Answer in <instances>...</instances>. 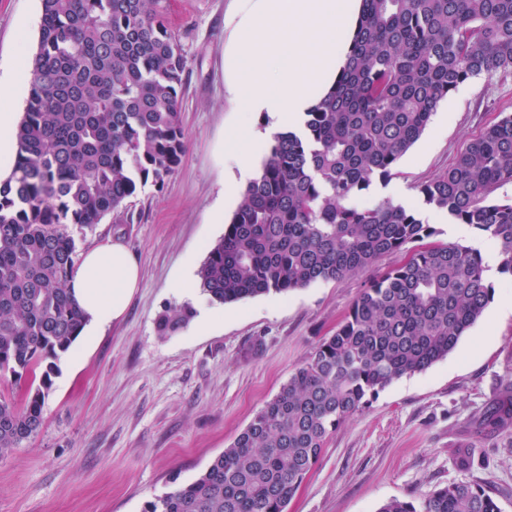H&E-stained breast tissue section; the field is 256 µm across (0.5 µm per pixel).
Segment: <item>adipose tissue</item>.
<instances>
[{
	"mask_svg": "<svg viewBox=\"0 0 512 512\" xmlns=\"http://www.w3.org/2000/svg\"><path fill=\"white\" fill-rule=\"evenodd\" d=\"M260 144V137L248 130L228 144L227 157L239 177L225 183V202L236 199L239 179L252 175ZM139 281V265L121 242L98 245L81 254L68 287L87 318L83 328L86 338H94L100 330L123 316Z\"/></svg>",
	"mask_w": 512,
	"mask_h": 512,
	"instance_id": "1",
	"label": "adipose tissue"
}]
</instances>
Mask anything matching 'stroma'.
Masks as SVG:
<instances>
[{"label": "stroma", "mask_w": 512, "mask_h": 512, "mask_svg": "<svg viewBox=\"0 0 512 512\" xmlns=\"http://www.w3.org/2000/svg\"><path fill=\"white\" fill-rule=\"evenodd\" d=\"M167 5L187 52L186 153L163 189L145 186L121 214L75 230L82 250L121 240L139 263L140 284L119 321L78 357L56 359L40 432L0 459V512H143L147 501L194 481L335 331L376 269L401 260L388 254L340 282L219 304L209 328L192 320L159 334L158 318L189 302L173 288L198 274L186 257L204 261L224 236L214 211H235L223 198L233 176L224 144L242 120L224 78L234 0ZM41 13V0H0V68L33 56ZM508 114L512 74L460 84L366 201L417 205L418 185ZM425 218L438 241L480 249L494 301L448 357L394 381L337 428L289 512H378L392 499L419 506L451 482L490 483L501 512H512V433L482 423L512 386V315L498 320L494 340L483 334L487 316L512 298V276L500 273L497 249L468 226L437 212ZM463 444L475 449L467 468L453 454Z\"/></svg>", "instance_id": "35a3bbf8"}]
</instances>
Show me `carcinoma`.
I'll return each mask as SVG.
<instances>
[{"label": "carcinoma", "instance_id": "cac0c4a2", "mask_svg": "<svg viewBox=\"0 0 512 512\" xmlns=\"http://www.w3.org/2000/svg\"><path fill=\"white\" fill-rule=\"evenodd\" d=\"M17 161L0 183V380L30 379L22 401L0 392V459L37 434L53 372L82 315L67 291L77 263L70 226L87 228L186 152L187 66L167 0H41ZM512 71V0H360L336 83L300 132L274 136L223 239L199 270L210 301L238 302L341 281L386 254L419 246L373 278L233 443L191 483L143 512H288L328 438L394 381L445 359L495 288L477 248L431 242L418 212L361 198L384 183L440 103L470 78ZM512 114L418 187L421 207L498 248L512 276ZM192 316L159 317L167 334ZM512 430V395L484 415ZM378 512H501L479 482L435 488L422 508L391 499Z\"/></svg>", "mask_w": 512, "mask_h": 512}]
</instances>
